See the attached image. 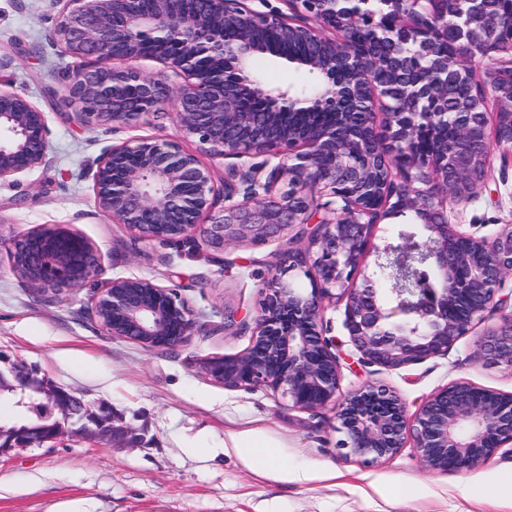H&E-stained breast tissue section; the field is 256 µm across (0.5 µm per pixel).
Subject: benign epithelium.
Returning <instances> with one entry per match:
<instances>
[{"instance_id": "benign-epithelium-1", "label": "benign epithelium", "mask_w": 512, "mask_h": 512, "mask_svg": "<svg viewBox=\"0 0 512 512\" xmlns=\"http://www.w3.org/2000/svg\"><path fill=\"white\" fill-rule=\"evenodd\" d=\"M62 5L54 42L73 59L60 78L67 113L90 128L128 126L168 104L186 136L216 157L249 164L224 179V206L215 207L213 170L167 138H143L107 149L93 170L98 211L123 224L142 241L193 240L222 255L228 248L261 246L299 227L305 246L283 254L262 289L250 345L242 352L199 364L228 388H264L304 411L335 410L337 447L346 456L377 463L413 441L428 471L472 469L512 443V393L455 382L424 401L412 416L400 395L368 384L340 394L339 359L324 335L327 306L343 302L349 342L364 363L395 371L444 357L493 312L498 326L478 340L474 358L512 367V312L505 311L512 281V225L491 237L465 233L448 218V202H467L482 193L491 174L492 149L501 166H512V49L504 48L490 21L491 0H288L298 24L279 12L243 8L238 0H154L141 12L130 0H53ZM276 26L286 35L304 34L315 51L300 66L320 83L318 104L350 106L372 117L361 134H344L345 119L309 139L283 128L288 111L303 104L295 91L279 88L281 111L251 110L249 55L261 51L260 29ZM236 31L229 40L227 28ZM455 53L446 49L448 31ZM163 66L146 73L134 62ZM357 60L351 87L328 79L338 64ZM483 64L482 94L466 112L448 111V78L473 73ZM239 82L224 80L228 64ZM391 81L380 85L373 75ZM182 79L170 82L169 76ZM383 121H378L379 116ZM452 125L469 147L418 152L421 132ZM45 112L25 96L0 87V183L46 164L49 149ZM337 165L326 168L323 158ZM410 158L399 167L394 158ZM412 212L428 235L395 245L371 243L383 220ZM461 240L474 254L468 288H457L451 243ZM13 269L27 287L63 294L101 274L102 259L84 235L64 227H39L12 243ZM393 269V305L383 306L374 288L377 271ZM304 276L309 289L296 284ZM471 305L462 319L451 313L461 293ZM92 310L113 337L147 349L186 342L197 317L176 289L145 277L107 281ZM28 389L47 399L36 430L0 425V454L54 442L66 433L132 444V430L113 424L112 411L93 410L75 393L37 371L0 370V391Z\"/></svg>"}]
</instances>
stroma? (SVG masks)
<instances>
[{"instance_id": "35a3bbf8", "label": "stroma", "mask_w": 512, "mask_h": 512, "mask_svg": "<svg viewBox=\"0 0 512 512\" xmlns=\"http://www.w3.org/2000/svg\"><path fill=\"white\" fill-rule=\"evenodd\" d=\"M59 11L52 0H0V82L46 112L50 128L47 164L0 185V367L37 366L87 402L111 405L141 442L125 447L68 435L0 456V512H512L511 445L460 471L425 470L409 445L367 464L338 449L333 409L300 410L269 391L227 388L200 371V360L249 346L250 331L225 329L224 314L256 316L260 288L288 241L242 246L219 260L190 244L138 240L100 215L92 170L112 145L177 140L213 169L219 187L241 162L210 155L169 114L113 131L60 115L56 74L71 59L53 42ZM450 211L467 233L491 235L512 224V167L493 164L481 196ZM41 226L87 237L102 257L101 274L60 298L28 288L9 251L17 235ZM129 276L179 290L198 314L187 342L150 350L106 335L92 298L110 279ZM323 328L343 358L341 393L386 385L412 413L458 381L512 392L511 368L475 360L478 332L448 356L387 371L359 362L343 306L326 309ZM252 432L271 444L269 458L227 447L229 436Z\"/></svg>"}]
</instances>
